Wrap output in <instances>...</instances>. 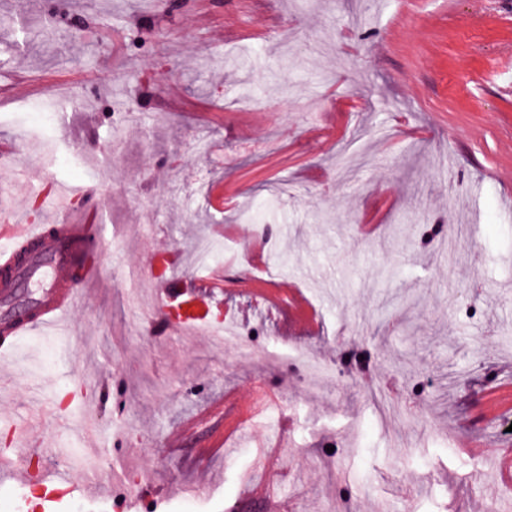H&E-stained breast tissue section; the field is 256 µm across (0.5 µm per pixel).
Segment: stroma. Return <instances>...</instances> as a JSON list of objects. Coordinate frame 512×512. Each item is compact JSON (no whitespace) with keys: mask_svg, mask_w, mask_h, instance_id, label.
Here are the masks:
<instances>
[{"mask_svg":"<svg viewBox=\"0 0 512 512\" xmlns=\"http://www.w3.org/2000/svg\"><path fill=\"white\" fill-rule=\"evenodd\" d=\"M56 2L0 0V145L17 174L0 208L68 224L101 210L103 272L69 317L72 358L30 340L0 379V447L38 465L24 485L0 474V512H177L190 486L195 512H265L263 462L280 512L512 500L491 464L512 434L489 412L492 386L512 385V0H84L66 38ZM120 102L138 119L116 152ZM41 176L82 185L83 210L41 199ZM206 234L224 242L212 320L249 355L135 320L161 287L152 254L194 278ZM275 342L335 379L267 364ZM260 387L276 402L231 455L201 456L204 432L169 453L193 416ZM63 468L75 492L33 502Z\"/></svg>","mask_w":512,"mask_h":512,"instance_id":"obj_1","label":"stroma"}]
</instances>
